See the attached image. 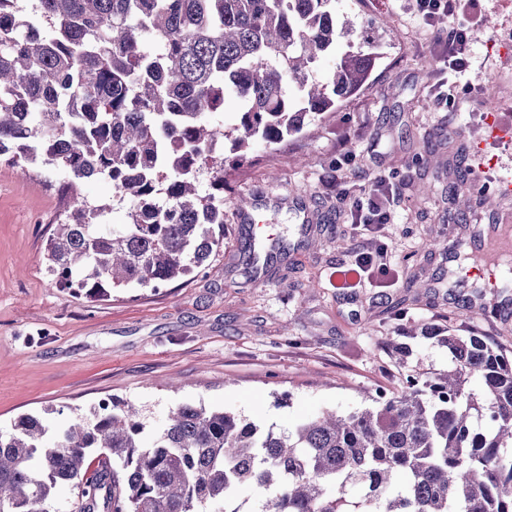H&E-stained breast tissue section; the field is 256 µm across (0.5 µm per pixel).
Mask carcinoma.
Returning a JSON list of instances; mask_svg holds the SVG:
<instances>
[{"label": "carcinoma", "mask_w": 512, "mask_h": 512, "mask_svg": "<svg viewBox=\"0 0 512 512\" xmlns=\"http://www.w3.org/2000/svg\"><path fill=\"white\" fill-rule=\"evenodd\" d=\"M332 0H0V159L23 176L61 170L102 178L128 221L74 201L46 248V273L89 297L150 288L201 272L224 244V171L252 147L298 134L369 79L377 56ZM240 102L229 130L211 117ZM210 175L211 192L196 188ZM288 244L248 242L251 269ZM448 366L402 373L349 415L322 413L286 431L223 409L184 403L149 441L141 409L113 398L91 418L50 432L39 417L0 431V512H46L57 487L75 512H195L228 508L242 487L262 512H512V350L474 330L430 332ZM382 348L403 366L396 336ZM483 382L479 393L471 378ZM106 461L90 473L93 452Z\"/></svg>", "instance_id": "1"}]
</instances>
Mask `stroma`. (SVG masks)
Listing matches in <instances>:
<instances>
[{
  "label": "stroma",
  "mask_w": 512,
  "mask_h": 512,
  "mask_svg": "<svg viewBox=\"0 0 512 512\" xmlns=\"http://www.w3.org/2000/svg\"><path fill=\"white\" fill-rule=\"evenodd\" d=\"M336 16L372 30L379 56L366 84L334 112L274 146L224 186V246L209 267L158 291L114 289L90 300L45 272L46 242L66 205L60 171L21 176L0 160V428L23 414L64 428L99 402L143 407L146 430L181 403L235 412L283 430L368 405L400 369L381 336L454 326L512 349V288L487 290L500 313L479 315L471 291L448 285V247L484 251L482 230L512 224V139L487 140V117L512 127V0H462L468 66L416 12L415 0H335ZM394 188L385 242L389 287L343 288L336 273L362 238L342 195ZM470 182L459 213L454 188ZM247 198L290 247L260 283L246 282L241 243ZM430 293L418 299L414 284Z\"/></svg>",
  "instance_id": "1"
}]
</instances>
